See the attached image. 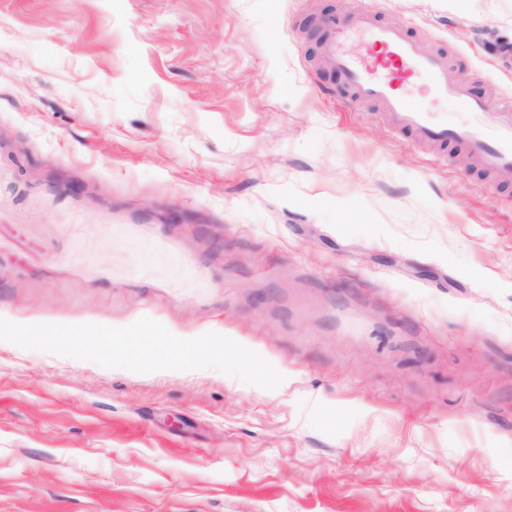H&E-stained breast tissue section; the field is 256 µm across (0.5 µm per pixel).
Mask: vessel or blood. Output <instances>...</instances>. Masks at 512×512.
Wrapping results in <instances>:
<instances>
[{
    "instance_id": "vessel-or-blood-1",
    "label": "vessel or blood",
    "mask_w": 512,
    "mask_h": 512,
    "mask_svg": "<svg viewBox=\"0 0 512 512\" xmlns=\"http://www.w3.org/2000/svg\"><path fill=\"white\" fill-rule=\"evenodd\" d=\"M330 27L327 57L359 100L383 107L396 132L440 146L465 145L484 173L512 175V101L485 110L468 82L451 74L445 53L424 51L417 36L380 22L368 11L332 20ZM356 35L367 42L360 58L345 50L349 38ZM416 84L422 85L426 97L455 101L469 114V123L461 127L439 123L425 104L410 105L406 89Z\"/></svg>"
}]
</instances>
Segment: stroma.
Wrapping results in <instances>:
<instances>
[{"label":"stroma","mask_w":512,"mask_h":512,"mask_svg":"<svg viewBox=\"0 0 512 512\" xmlns=\"http://www.w3.org/2000/svg\"><path fill=\"white\" fill-rule=\"evenodd\" d=\"M362 9L512 98V0H0V512H512V179ZM329 25L332 36L325 47L327 57L359 100L383 107L396 132L440 146L463 144L484 173L512 175V101L485 110L468 82L450 73L445 53L424 51L417 36L380 22L366 10L350 19H331ZM356 35L366 38L362 58L345 50L349 38ZM419 81L426 99H452L470 115V122L449 126L436 122L424 101L410 105L405 89Z\"/></svg>","instance_id":"stroma-1"}]
</instances>
